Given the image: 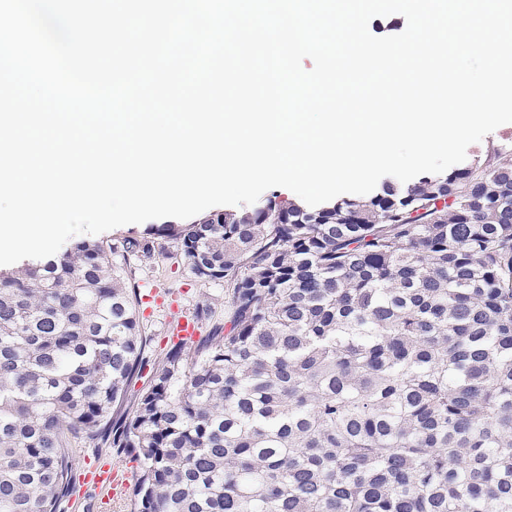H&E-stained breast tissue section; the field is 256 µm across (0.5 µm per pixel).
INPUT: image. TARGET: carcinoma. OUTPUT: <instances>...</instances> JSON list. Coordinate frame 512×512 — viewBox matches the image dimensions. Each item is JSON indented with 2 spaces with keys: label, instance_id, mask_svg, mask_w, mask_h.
I'll list each match as a JSON object with an SVG mask.
<instances>
[{
  "label": "carcinoma",
  "instance_id": "carcinoma-1",
  "mask_svg": "<svg viewBox=\"0 0 512 512\" xmlns=\"http://www.w3.org/2000/svg\"><path fill=\"white\" fill-rule=\"evenodd\" d=\"M159 238L231 314L152 364ZM78 437L139 464L131 512H512V146L0 272V512H59Z\"/></svg>",
  "mask_w": 512,
  "mask_h": 512
}]
</instances>
